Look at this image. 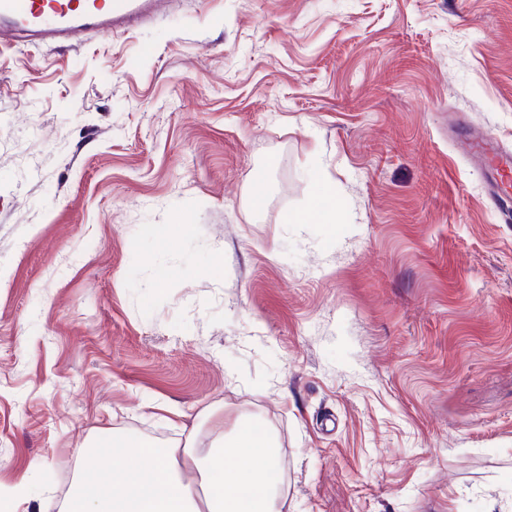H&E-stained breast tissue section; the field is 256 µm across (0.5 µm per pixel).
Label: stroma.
Instances as JSON below:
<instances>
[{
  "instance_id": "1",
  "label": "stroma",
  "mask_w": 512,
  "mask_h": 512,
  "mask_svg": "<svg viewBox=\"0 0 512 512\" xmlns=\"http://www.w3.org/2000/svg\"><path fill=\"white\" fill-rule=\"evenodd\" d=\"M512 0H168L0 46V489L262 419L285 512H512ZM266 206L253 211L255 176ZM335 233L287 224L317 180ZM472 147L486 162L491 173L493 184L505 183L511 180L512 161L509 154L496 150L487 138L465 132Z\"/></svg>"
}]
</instances>
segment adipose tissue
<instances>
[{"label":"adipose tissue","mask_w":512,"mask_h":512,"mask_svg":"<svg viewBox=\"0 0 512 512\" xmlns=\"http://www.w3.org/2000/svg\"><path fill=\"white\" fill-rule=\"evenodd\" d=\"M206 447L185 446L181 469L171 448L133 434L112 436V453L102 459L109 482L78 466L76 482L61 512H282L279 445L260 422L240 418L224 425V411L204 409Z\"/></svg>","instance_id":"1"}]
</instances>
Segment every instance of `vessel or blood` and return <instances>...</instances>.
Wrapping results in <instances>:
<instances>
[{
  "label": "vessel or blood",
  "mask_w": 512,
  "mask_h": 512,
  "mask_svg": "<svg viewBox=\"0 0 512 512\" xmlns=\"http://www.w3.org/2000/svg\"><path fill=\"white\" fill-rule=\"evenodd\" d=\"M147 0H0V45L28 38L44 44L70 43L88 29L111 34L146 16ZM469 141L480 154L494 183L512 180V157L496 150L487 138Z\"/></svg>",
  "instance_id": "vessel-or-blood-1"
}]
</instances>
